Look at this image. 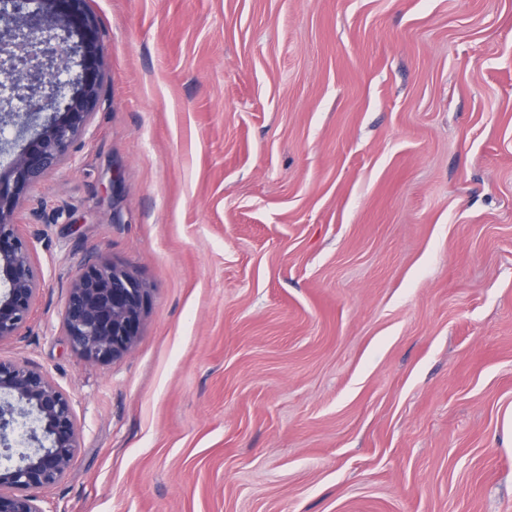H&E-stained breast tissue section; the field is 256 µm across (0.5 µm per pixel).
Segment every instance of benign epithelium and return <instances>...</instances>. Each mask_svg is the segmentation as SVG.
Segmentation results:
<instances>
[{"label":"benign epithelium","mask_w":512,"mask_h":512,"mask_svg":"<svg viewBox=\"0 0 512 512\" xmlns=\"http://www.w3.org/2000/svg\"><path fill=\"white\" fill-rule=\"evenodd\" d=\"M100 21L92 0H0V341L24 335L40 272L21 237V198L44 183L87 130L101 94ZM34 130L19 150L7 126ZM148 291L107 262L86 266L64 306L70 347L92 361L134 344ZM68 397L43 370L0 359V512H45L27 490L52 486L77 448Z\"/></svg>","instance_id":"benign-epithelium-1"}]
</instances>
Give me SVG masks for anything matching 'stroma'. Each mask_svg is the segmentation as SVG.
Segmentation results:
<instances>
[{"mask_svg":"<svg viewBox=\"0 0 512 512\" xmlns=\"http://www.w3.org/2000/svg\"><path fill=\"white\" fill-rule=\"evenodd\" d=\"M92 6L100 103L23 198L0 342L76 417L44 512H512V0ZM91 257L149 293L102 362L62 330Z\"/></svg>","mask_w":512,"mask_h":512,"instance_id":"stroma-1","label":"stroma"}]
</instances>
